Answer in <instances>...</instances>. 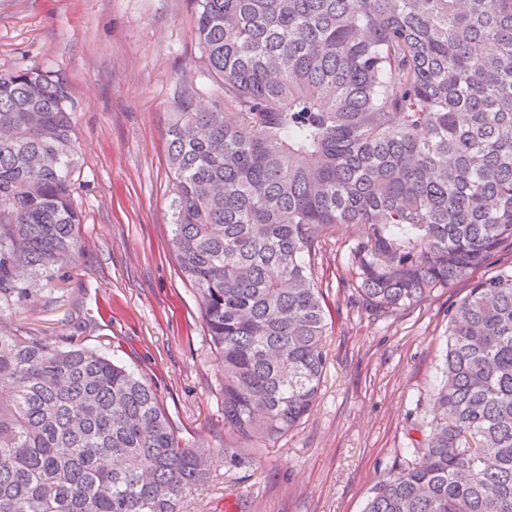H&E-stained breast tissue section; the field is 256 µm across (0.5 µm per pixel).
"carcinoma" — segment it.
Listing matches in <instances>:
<instances>
[{
	"label": "carcinoma",
	"mask_w": 512,
	"mask_h": 512,
	"mask_svg": "<svg viewBox=\"0 0 512 512\" xmlns=\"http://www.w3.org/2000/svg\"><path fill=\"white\" fill-rule=\"evenodd\" d=\"M224 106L172 113L170 249L221 367L224 447L151 383L10 322L79 256L62 79L0 73V512H180L209 461L255 463L313 411L329 310L315 259L391 318L512 247V0H196ZM411 458L364 512H512V266L448 312Z\"/></svg>",
	"instance_id": "obj_1"
}]
</instances>
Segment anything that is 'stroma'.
Segmentation results:
<instances>
[{"instance_id": "1", "label": "stroma", "mask_w": 512, "mask_h": 512, "mask_svg": "<svg viewBox=\"0 0 512 512\" xmlns=\"http://www.w3.org/2000/svg\"><path fill=\"white\" fill-rule=\"evenodd\" d=\"M194 0H0V72L64 78L79 144L81 252L13 319L48 339L80 336L156 388L183 436L224 445L222 376L170 251L167 128L184 100L223 103L194 38ZM351 242L316 266L332 315L314 410L247 468L212 467L181 512H363L377 481L425 435L448 311L468 281L395 318L351 301Z\"/></svg>"}]
</instances>
